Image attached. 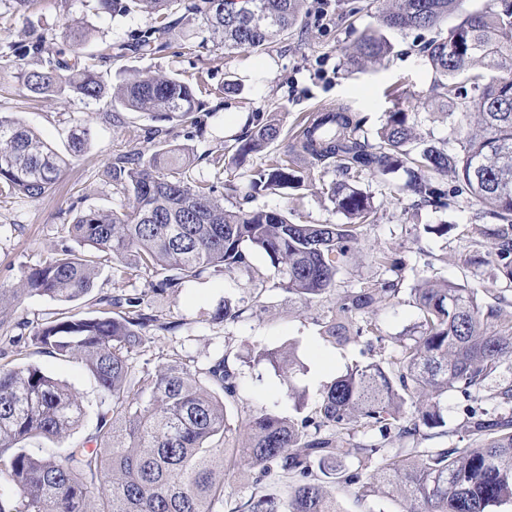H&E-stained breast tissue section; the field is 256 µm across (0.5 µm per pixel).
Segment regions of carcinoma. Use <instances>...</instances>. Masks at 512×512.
<instances>
[{
  "instance_id": "obj_1",
  "label": "carcinoma",
  "mask_w": 512,
  "mask_h": 512,
  "mask_svg": "<svg viewBox=\"0 0 512 512\" xmlns=\"http://www.w3.org/2000/svg\"><path fill=\"white\" fill-rule=\"evenodd\" d=\"M182 2L183 18L206 20L224 50L263 51L297 26L306 0H131L154 18L132 43L103 41L96 57L152 54L176 36L168 20ZM102 15L127 11L124 0H91ZM466 0H389L377 26L343 48L347 64H379L390 53L386 30L432 28L450 17L447 35L426 47L435 81L433 98L448 108V138L417 133L409 113H388L374 141L358 135L360 121L346 107L305 116L283 157L250 175L254 192L298 188L295 157L331 165L336 179L322 194L342 214L343 224H296L280 211L227 208L215 187L188 180L189 150L160 149L115 155L107 174L128 205L79 213L71 233L86 247L62 250L23 269L18 286L0 288V326L12 303L24 295L76 301L88 294L100 264L110 261L124 277L146 275L152 290L175 292L208 272H246L262 285L268 276L252 267V251L265 254L275 287L308 304L335 289L354 245L376 222L372 197L356 185L363 174L382 177L404 169L400 190L417 202L450 208L476 201L497 223L469 224L475 249L467 262L493 258L506 286L485 305L472 288L421 280L410 289L418 310L414 333L385 343L378 308L401 292L402 263L381 253L376 264L387 278L344 288L336 311L320 323L322 338L343 345L365 339L380 359L356 363L322 394L301 420L267 410L233 428L222 397L236 393V374L224 354L204 367L181 358L151 370L132 353L165 325L143 312V297L99 300L101 315L79 313L34 330L32 345L56 359L80 361L103 398L95 432L60 455L39 456L25 447L32 438L53 440L83 415L81 398L63 381L33 365L0 362V512H341L324 487L337 484L362 500L389 488L412 504L407 512H495L512 505V416L469 406L467 448H392L448 436L442 400L459 394L470 401L512 358V0L501 9L472 13ZM88 31L65 27L62 44L44 35L24 51L0 42V63L14 67L31 98L75 96L107 100L113 110L158 113L194 121L195 89L173 75L142 73L107 81L83 55ZM279 124H257L232 146L237 167L277 142ZM90 129L72 133L69 153H59L34 131L0 114V197L32 201L52 190L61 172L84 151ZM448 176L443 190L435 176ZM229 301L213 321H234ZM282 373L294 394V360L260 350ZM241 438V443L229 441ZM251 475L253 490L224 510L226 477L233 469Z\"/></svg>"
}]
</instances>
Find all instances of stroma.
Masks as SVG:
<instances>
[{
    "label": "stroma",
    "mask_w": 512,
    "mask_h": 512,
    "mask_svg": "<svg viewBox=\"0 0 512 512\" xmlns=\"http://www.w3.org/2000/svg\"><path fill=\"white\" fill-rule=\"evenodd\" d=\"M383 6V0H308L301 24L258 53H225L198 19L184 24L178 39L162 51L100 63L108 77L151 71L176 75L193 86L200 102L194 125L143 112L122 111L114 116L102 100L60 96L32 101L20 91L13 67H0V114L23 122L61 152L75 127L91 129L86 149L62 172L50 193L36 201L20 195L0 198V287H16L22 269L40 264L49 254L64 248L81 250V243L69 231L78 212L124 206L125 199L113 190L106 169L114 155L130 150L148 155L161 148H188L194 158L189 180L216 182L225 206L281 211L302 224L343 223V215L320 192L321 183L334 179L332 169L312 166L301 155L296 162L306 178L305 187L256 194L226 146L247 131L252 121L272 117L279 119L284 137H292L297 121L323 105L350 107L361 121V135L371 138L399 100L408 106L410 119L421 133L445 137L447 117L428 105L434 75L424 56L429 41L445 36V29L390 30L386 37L392 51L384 63L361 70L344 62L343 47L376 26ZM72 23L88 28L91 40L86 51L92 54L103 39L132 41L151 20L136 11L99 16L87 0H32L25 15L18 16L7 12L0 0V41L22 44L37 34H60ZM229 82L238 84V91L225 92ZM405 178L400 170L382 178H360L359 185L372 196L379 220L368 227L349 266L338 277L342 288L375 281L382 277L376 255L386 252L402 259L405 292L380 307L376 315L387 337L412 329L417 310L407 291L421 278H445L477 288L487 304L500 288L492 264L477 266L465 261L472 246L461 227L475 217L479 205L470 202L457 209L416 205L414 197L396 190ZM439 224L449 225L448 234L433 233V226ZM121 294L143 296L146 313L174 325L170 331H154L145 354L135 355L137 364L154 367L182 358L202 366L216 352L228 355L237 389L225 408L234 422L260 409L302 419L347 366L373 359L363 344L336 346L322 339L319 322L335 310V293L306 305L285 290L257 288L243 273L216 277L206 272L186 281L177 293H154L148 289L147 277L120 276L108 263L101 266L92 290L77 301L25 296L14 302L0 325V336L22 335L24 327L34 328L68 313L96 315L100 296ZM227 300L241 309L240 318L228 324L214 322V309ZM290 347L299 361L292 378L299 392L295 399L287 396L277 369L254 357L258 348ZM9 358L14 364L35 365L53 373L82 398L84 416L78 427L56 441H40V448L57 452L94 432L102 396L83 365L58 361L24 343L10 347ZM328 491L341 512H405L408 506L399 496L360 501L349 488L332 485Z\"/></svg>",
    "instance_id": "35a3bbf8"
}]
</instances>
